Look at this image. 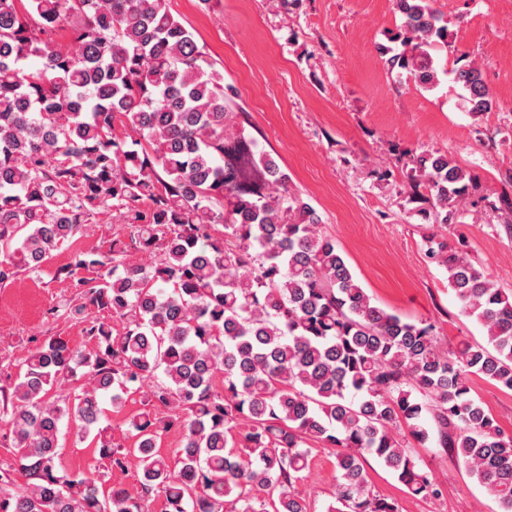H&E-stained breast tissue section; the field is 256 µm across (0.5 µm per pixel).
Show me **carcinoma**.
Segmentation results:
<instances>
[{
  "label": "carcinoma",
  "mask_w": 512,
  "mask_h": 512,
  "mask_svg": "<svg viewBox=\"0 0 512 512\" xmlns=\"http://www.w3.org/2000/svg\"><path fill=\"white\" fill-rule=\"evenodd\" d=\"M401 25L387 58L424 88L438 82L433 51L448 24L428 0H393ZM70 22L69 45L54 38ZM450 71L464 108L489 112L481 70ZM233 114L224 74L166 0H0V285L40 274L53 252L116 211L131 244L77 252L90 347L50 337L0 386L18 484L0 474V512H310L294 491L309 443L336 449L326 512H398L371 490L379 461L409 494L440 487L397 436L436 439L512 512V435L471 396L482 376L512 390V294L461 247L430 250L461 312L486 342L437 346L435 326L372 302L321 219L271 154ZM414 200L450 223L474 179L445 155L412 158ZM107 312L112 326L90 317ZM134 446L101 425L122 408ZM91 440L109 469L135 460L139 486H105L58 464L61 422ZM181 435L175 460L158 441ZM140 394H133L125 406L119 412H113L109 405H106L105 418L103 419V425H110L112 427V434L116 440L124 441L125 446L130 447L133 443L132 439H124V425L125 419L135 414L142 407L140 404Z\"/></svg>",
  "instance_id": "1"
}]
</instances>
